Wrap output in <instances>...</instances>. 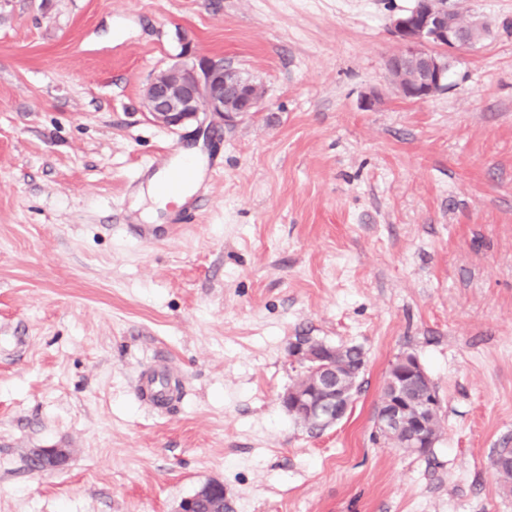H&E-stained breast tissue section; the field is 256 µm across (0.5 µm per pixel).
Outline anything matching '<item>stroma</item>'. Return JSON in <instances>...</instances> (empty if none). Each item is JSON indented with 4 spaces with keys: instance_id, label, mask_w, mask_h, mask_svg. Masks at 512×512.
Returning a JSON list of instances; mask_svg holds the SVG:
<instances>
[{
    "instance_id": "35a3bbf8",
    "label": "stroma",
    "mask_w": 512,
    "mask_h": 512,
    "mask_svg": "<svg viewBox=\"0 0 512 512\" xmlns=\"http://www.w3.org/2000/svg\"><path fill=\"white\" fill-rule=\"evenodd\" d=\"M413 4L0 0V325L28 338L0 348V512H178L212 481L231 512H512V0H447L490 32L424 101L386 67ZM186 50L262 108L153 122L142 89ZM192 148L209 206L139 241L134 195ZM302 335L364 353L319 433L280 403ZM404 352L440 400L424 456L375 427ZM159 357L163 411L135 392ZM69 451L57 445H51L46 448H38L32 458L36 461L38 468L42 470L57 468L67 459Z\"/></svg>"
}]
</instances>
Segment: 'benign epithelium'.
<instances>
[{"label": "benign epithelium", "mask_w": 512, "mask_h": 512, "mask_svg": "<svg viewBox=\"0 0 512 512\" xmlns=\"http://www.w3.org/2000/svg\"><path fill=\"white\" fill-rule=\"evenodd\" d=\"M455 15L456 12L446 8L428 12L412 9L394 18L391 31L400 50L389 58L387 68L409 54H420L423 59L421 81L402 95L424 100L447 89L448 53L475 46L474 35L455 26ZM239 73L238 69L204 56L177 61L148 80L143 88L142 105L154 122L173 130L214 119L230 125L239 116L258 111L264 100L260 87L241 81ZM289 357L310 369L311 386L289 388L281 397L282 406L321 429L342 420L351 408L352 395L348 387L336 383L340 373L334 351L319 341L300 340L291 343ZM392 370L396 378L404 381L416 377L429 379L413 354L397 356L392 361ZM439 406L438 396L433 394L424 408L413 412L401 388L395 385L377 418V428L381 433H389L412 423L404 447L422 454L433 447L434 441H423L424 431ZM68 454V449L51 445L36 449L32 458L38 468L47 470L61 466ZM222 496L221 484L207 483L181 503L180 512H199L198 504L202 502L216 508Z\"/></svg>", "instance_id": "1"}]
</instances>
